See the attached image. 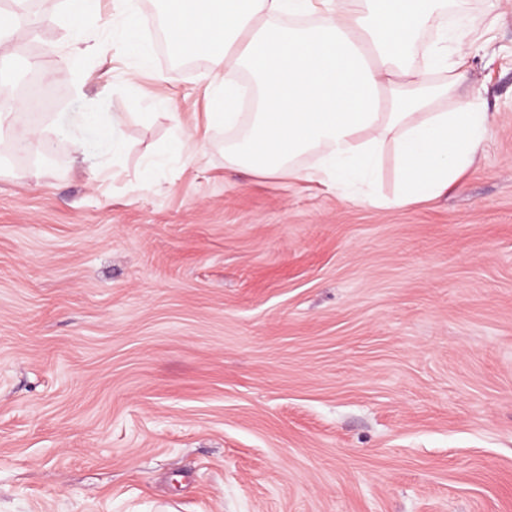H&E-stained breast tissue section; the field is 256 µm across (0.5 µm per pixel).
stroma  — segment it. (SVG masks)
I'll return each instance as SVG.
<instances>
[{"instance_id": "35a3bbf8", "label": "stroma", "mask_w": 512, "mask_h": 512, "mask_svg": "<svg viewBox=\"0 0 512 512\" xmlns=\"http://www.w3.org/2000/svg\"><path fill=\"white\" fill-rule=\"evenodd\" d=\"M447 2L491 134L378 208L230 167L144 0L133 82L105 18L78 57L60 0H0L56 92L50 159L0 144V512H512V0ZM135 98L116 160L84 115ZM185 126L204 155L145 176Z\"/></svg>"}]
</instances>
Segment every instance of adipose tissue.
I'll use <instances>...</instances> for the list:
<instances>
[{
	"mask_svg": "<svg viewBox=\"0 0 512 512\" xmlns=\"http://www.w3.org/2000/svg\"><path fill=\"white\" fill-rule=\"evenodd\" d=\"M109 39L150 66L143 19L114 0ZM159 19L172 53L204 56L213 79L206 115L236 130L224 157L252 175L315 181L342 194L374 176L385 146L397 174L385 208L430 202L474 164L492 124L479 97L456 93L449 50L466 57V35L421 31L445 0H162ZM421 52L422 66L411 62ZM311 156L315 165L303 168Z\"/></svg>",
	"mask_w": 512,
	"mask_h": 512,
	"instance_id": "adipose-tissue-1",
	"label": "adipose tissue"
}]
</instances>
